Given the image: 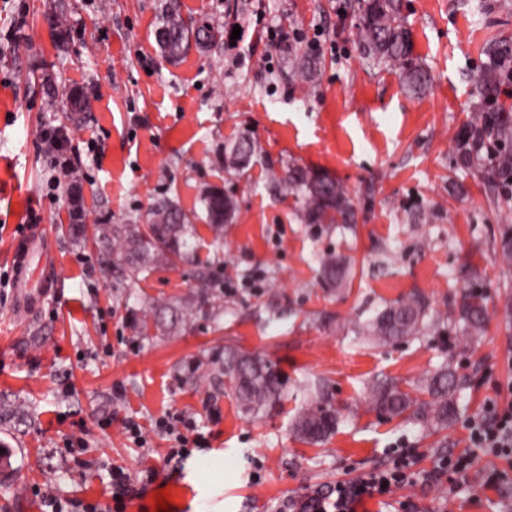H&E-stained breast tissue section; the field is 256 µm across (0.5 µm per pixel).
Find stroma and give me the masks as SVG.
Instances as JSON below:
<instances>
[{"label":"stroma","mask_w":512,"mask_h":512,"mask_svg":"<svg viewBox=\"0 0 512 512\" xmlns=\"http://www.w3.org/2000/svg\"><path fill=\"white\" fill-rule=\"evenodd\" d=\"M353 2L179 0L185 20L223 37L171 64L155 41L163 0H0V446L9 451L0 512H46L48 493L63 512L109 505L116 466L133 487L122 512H157L163 492L170 512H286L402 451L415 473L466 451L474 467L457 493L420 483L394 500L414 498L423 512L512 507V464L469 448L463 428L488 398L512 399V264L501 261L499 240L512 198L489 170L461 163L472 127L487 113H512V99L476 92L493 46L512 43V0H402L412 57L430 77L417 90L399 66L365 52ZM53 15L68 25L61 45ZM303 57L318 62L313 80L294 73ZM74 87L90 102L78 117L62 106ZM54 128L68 135L60 158L74 167L85 224H143L169 198L193 218V259L133 280L120 264L104 269L93 244L69 239L74 206L54 186L42 143ZM244 136L256 153L238 172L225 151ZM293 167L339 182L353 223H305L300 197L279 183ZM214 188L236 202L220 236L202 206ZM35 224L64 275L18 321L14 249ZM324 252L343 261L345 288L324 282ZM202 266L218 283L215 318L192 315L174 329L157 322L158 306L192 303ZM475 288L486 306L482 335L433 328L380 346L355 332L408 298L450 319ZM227 346L278 363L282 406L242 414L231 393L189 374L193 360ZM443 363L467 382L448 426L375 409L373 384L395 382L421 402L424 380ZM320 383L341 416L327 442L311 445L293 425ZM172 415L193 418L207 440L179 464L167 459L172 436L154 429ZM129 417L146 444L125 433ZM77 433L92 470L67 448ZM493 470L508 481L482 487Z\"/></svg>","instance_id":"35a3bbf8"}]
</instances>
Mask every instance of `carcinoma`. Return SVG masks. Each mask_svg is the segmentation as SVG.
<instances>
[{
	"mask_svg": "<svg viewBox=\"0 0 512 512\" xmlns=\"http://www.w3.org/2000/svg\"><path fill=\"white\" fill-rule=\"evenodd\" d=\"M360 42L364 49L379 62H397L404 66V79L412 88L421 86L426 79L422 68L410 58V32L400 16V0H362L358 4ZM221 38L218 29L206 21L186 22L179 13L176 0H166L161 13V24L156 40L162 56L175 61L191 48L208 49ZM499 73L489 69L479 76L477 91L484 95L497 89ZM71 112H84L87 108L85 94L74 89L65 99ZM483 125L491 133L493 148L490 158L480 154L463 153L462 163L467 166L491 165L496 181L512 179V115L495 112L485 117ZM284 186L301 197L303 217L308 224H347L352 220L350 198L340 183L328 175L305 168H293L282 179ZM206 220L215 232L232 223L236 212L234 200L220 189L210 190L202 199ZM194 226L190 218L170 200L156 203L146 224H98L95 243L104 266H112V253L123 255L129 276L134 278L159 262L173 264L191 255ZM325 282L339 286L345 279V270L331 253L319 257ZM196 296L190 309L167 306L175 317L185 313L208 315L211 308L209 269L196 273ZM442 320L431 318L423 303L407 299L385 306L358 327V333L379 344L403 341L421 335L430 325ZM454 324L472 336L480 335L485 326V308L481 296L468 294L463 297L459 315ZM212 366L213 384L233 394L246 414L265 413L275 408L283 399L286 378L272 360L242 349L226 347L224 351L197 361L196 366ZM463 380L447 366L437 368L424 381L423 388L429 400L419 403L415 414L424 423L443 425L456 412L455 395L462 388ZM377 411L388 418L403 415L414 401L392 382H380L371 390ZM339 423L338 412L333 406L329 391L320 386L314 400L301 408L295 420V431L303 439L319 443L333 433Z\"/></svg>",
	"mask_w": 512,
	"mask_h": 512,
	"instance_id": "carcinoma-1",
	"label": "carcinoma"
}]
</instances>
